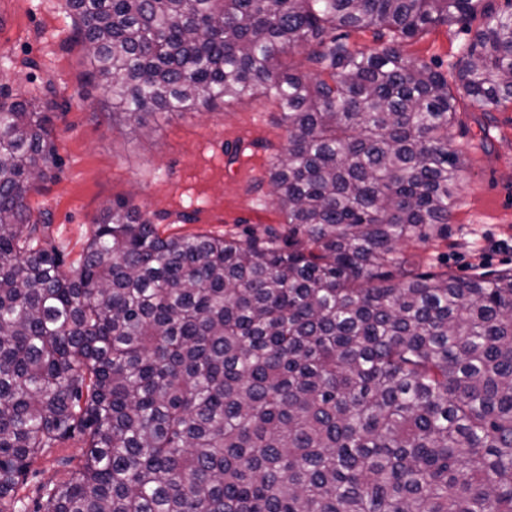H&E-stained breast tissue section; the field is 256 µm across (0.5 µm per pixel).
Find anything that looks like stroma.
Listing matches in <instances>:
<instances>
[{
	"instance_id": "stroma-1",
	"label": "stroma",
	"mask_w": 512,
	"mask_h": 512,
	"mask_svg": "<svg viewBox=\"0 0 512 512\" xmlns=\"http://www.w3.org/2000/svg\"><path fill=\"white\" fill-rule=\"evenodd\" d=\"M62 0H0V92L44 95L58 104L53 141L57 165L27 202L43 221L40 244L76 268L103 210L131 200L161 236H238L283 230L270 193L269 169L287 143L273 97L257 96L183 116L145 117L137 128L113 121L103 81L87 77L81 47L66 43ZM471 30L441 25L407 42V57L448 68ZM463 172L454 190L448 237L409 241L407 268L466 277L512 268V105L484 112L460 98L454 126ZM237 147L226 154L225 145ZM81 435L41 455L18 495L33 499L40 485L65 478L64 461L79 463Z\"/></svg>"
}]
</instances>
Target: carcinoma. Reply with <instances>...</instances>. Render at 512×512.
Returning a JSON list of instances; mask_svg holds the SVG:
<instances>
[{"mask_svg":"<svg viewBox=\"0 0 512 512\" xmlns=\"http://www.w3.org/2000/svg\"><path fill=\"white\" fill-rule=\"evenodd\" d=\"M65 8L128 126L274 97L288 233L163 237L119 200L69 275L27 203L57 104L0 101V512H512V269L399 249L448 237L458 96L512 104V0ZM478 16L450 71L404 55ZM75 433L82 463L28 510L32 464Z\"/></svg>","mask_w":512,"mask_h":512,"instance_id":"1","label":"carcinoma"}]
</instances>
